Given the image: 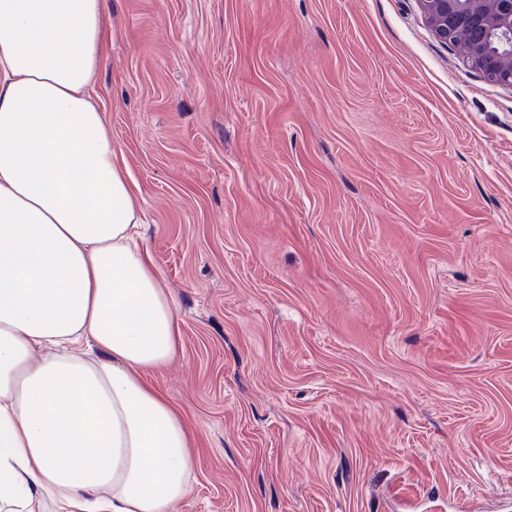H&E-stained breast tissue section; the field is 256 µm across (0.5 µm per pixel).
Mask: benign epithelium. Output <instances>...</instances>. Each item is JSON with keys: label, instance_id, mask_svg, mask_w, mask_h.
<instances>
[{"label": "benign epithelium", "instance_id": "obj_1", "mask_svg": "<svg viewBox=\"0 0 512 512\" xmlns=\"http://www.w3.org/2000/svg\"><path fill=\"white\" fill-rule=\"evenodd\" d=\"M442 43L459 49L489 84L512 88V0H418Z\"/></svg>", "mask_w": 512, "mask_h": 512}]
</instances>
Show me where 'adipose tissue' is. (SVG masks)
Returning a JSON list of instances; mask_svg holds the SVG:
<instances>
[{
	"instance_id": "obj_1",
	"label": "adipose tissue",
	"mask_w": 512,
	"mask_h": 512,
	"mask_svg": "<svg viewBox=\"0 0 512 512\" xmlns=\"http://www.w3.org/2000/svg\"><path fill=\"white\" fill-rule=\"evenodd\" d=\"M104 0H0V512H169L193 436L147 380L180 326L88 90Z\"/></svg>"
}]
</instances>
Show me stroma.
Masks as SVG:
<instances>
[{
	"instance_id": "stroma-1",
	"label": "stroma",
	"mask_w": 512,
	"mask_h": 512,
	"mask_svg": "<svg viewBox=\"0 0 512 512\" xmlns=\"http://www.w3.org/2000/svg\"><path fill=\"white\" fill-rule=\"evenodd\" d=\"M91 97L181 345L173 512H512V90L417 0H106Z\"/></svg>"
}]
</instances>
